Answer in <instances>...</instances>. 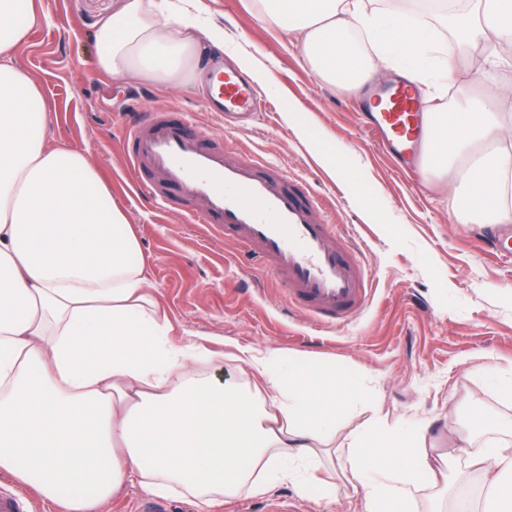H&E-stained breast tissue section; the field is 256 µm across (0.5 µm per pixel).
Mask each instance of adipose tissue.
Wrapping results in <instances>:
<instances>
[{"label":"adipose tissue","instance_id":"obj_1","mask_svg":"<svg viewBox=\"0 0 512 512\" xmlns=\"http://www.w3.org/2000/svg\"><path fill=\"white\" fill-rule=\"evenodd\" d=\"M95 32L107 77L180 86L197 75L204 44L187 14L154 0H116ZM264 18L296 33L310 71L359 91L392 70L409 82L447 84L457 63L438 29L458 31L467 53L512 46V0H468L430 18L368 12L363 0H259ZM39 15L33 0H0V475L60 512H98L138 482L158 496L211 507L221 498L291 485L300 495L346 487L363 512H416L419 491L447 475L422 428L379 417L334 447L336 423L371 402L344 367L276 349L236 348L244 378L205 371L209 338L181 343L150 290L139 241L86 149L51 144L43 87L12 61ZM512 88L487 86L425 117L426 171L461 163V224L512 223ZM467 469L512 512V424L476 445L453 431Z\"/></svg>","mask_w":512,"mask_h":512}]
</instances>
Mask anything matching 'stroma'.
Instances as JSON below:
<instances>
[{
    "label": "stroma",
    "mask_w": 512,
    "mask_h": 512,
    "mask_svg": "<svg viewBox=\"0 0 512 512\" xmlns=\"http://www.w3.org/2000/svg\"><path fill=\"white\" fill-rule=\"evenodd\" d=\"M42 17L28 43L13 55L51 102L52 142L89 149L139 240V259L166 311L174 337H210L214 352L230 344L283 354L306 353L355 371L373 387L390 420L422 424L427 439L447 449L448 429L475 428L494 438L512 419V400L486 383L489 372H512V259L483 249L484 230L458 223L453 190L423 167L404 173L361 128L364 97L336 90L305 65L296 36L262 18L256 0H191L192 15L224 27V46L248 73L262 112L249 124L225 127L208 109L207 78L181 86L106 79L95 70L94 32L112 13L113 0H40ZM512 85V64L496 57L460 56L447 88L427 91L426 111L452 108L461 87ZM164 108L192 113L224 132L226 144L277 164L306 181L329 221L358 243L372 275L371 294L356 317L331 328L287 306L260 270L245 274L232 249L201 224L140 195L121 137L137 113ZM345 149L356 179L371 192L363 201L335 179L302 136L288 110ZM294 502L297 512H358L347 489L330 497L302 496L281 485L241 495L210 512H267L269 503ZM99 512H199L195 501L154 496L138 483Z\"/></svg>",
    "instance_id": "35a3bbf8"
}]
</instances>
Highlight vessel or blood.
Returning a JSON list of instances; mask_svg holds the SVG:
<instances>
[{
	"label": "vessel or blood",
	"mask_w": 512,
	"mask_h": 512,
	"mask_svg": "<svg viewBox=\"0 0 512 512\" xmlns=\"http://www.w3.org/2000/svg\"><path fill=\"white\" fill-rule=\"evenodd\" d=\"M209 86L216 111H256L255 89L241 71L212 68ZM376 98L380 109L371 115L370 134L398 162L414 164L423 140L421 98L405 84L388 86ZM123 149L138 191L207 225L319 325L332 327L363 311L371 278L361 250L324 217L307 183L288 178L273 163L235 154L225 148L223 134L184 112L141 113ZM33 509L23 493L0 491V512Z\"/></svg>",
	"instance_id": "b4317fda"
}]
</instances>
